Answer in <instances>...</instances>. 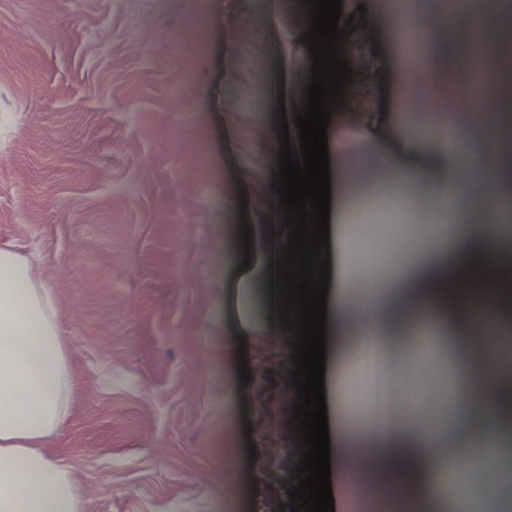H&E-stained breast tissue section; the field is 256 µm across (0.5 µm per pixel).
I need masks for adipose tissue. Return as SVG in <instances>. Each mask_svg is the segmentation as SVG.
I'll return each instance as SVG.
<instances>
[{
	"label": "adipose tissue",
	"mask_w": 512,
	"mask_h": 512,
	"mask_svg": "<svg viewBox=\"0 0 512 512\" xmlns=\"http://www.w3.org/2000/svg\"><path fill=\"white\" fill-rule=\"evenodd\" d=\"M436 48L423 47L418 65L398 62V81L409 98L423 97L433 107L441 88L427 76ZM497 113L481 111L461 120L445 116L451 142L476 145L468 167L455 153L435 162L400 167L385 157L369 175H394L402 184L400 202L412 207L409 184L426 185L440 209L457 208L456 222L431 240L415 263L386 286L365 283L366 302L354 299V284L344 264L346 197L330 210V281L327 293L324 389L330 437L333 499L344 503L351 485L362 484L361 512H383L376 497L377 466L392 452L410 454L414 480L424 489L411 501L412 512H512V416L487 409L511 374L488 364L492 346H477L461 306L442 307L418 292V284L444 273L449 287L471 280L486 253H512V232L493 219L489 208L507 195L496 161L492 135ZM429 329L432 350L448 359L453 386L447 410L430 408L408 390L399 405L381 399L361 431L350 425L339 379L348 362L381 368L405 363L421 329ZM68 350L61 337L56 304L37 268L13 248L0 246V512H84L82 489L72 473L48 458L43 448L70 416ZM484 453L482 483L474 496L449 495L446 480L477 453Z\"/></svg>",
	"instance_id": "1"
}]
</instances>
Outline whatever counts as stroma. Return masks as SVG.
<instances>
[{"label": "stroma", "mask_w": 512, "mask_h": 512, "mask_svg": "<svg viewBox=\"0 0 512 512\" xmlns=\"http://www.w3.org/2000/svg\"><path fill=\"white\" fill-rule=\"evenodd\" d=\"M398 3L342 0L377 45L359 29L343 45L361 56L359 93L327 144L349 168L368 157L355 114L372 97L405 164L448 148L398 86L417 47L393 24ZM309 23L301 0H0V245L33 257L57 305L72 401L45 451L86 512H282L297 484L291 337L272 313L250 323L244 399L226 312L288 239L271 185L280 119L310 81ZM370 208L391 227L373 265L403 271L437 233L392 182L360 184L345 224Z\"/></svg>", "instance_id": "35a3bbf8"}]
</instances>
